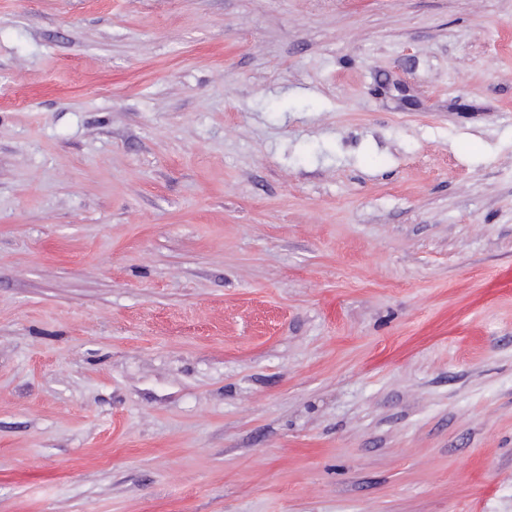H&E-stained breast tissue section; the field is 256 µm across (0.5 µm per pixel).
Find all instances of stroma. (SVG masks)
<instances>
[{
    "mask_svg": "<svg viewBox=\"0 0 512 512\" xmlns=\"http://www.w3.org/2000/svg\"><path fill=\"white\" fill-rule=\"evenodd\" d=\"M0 512H512V0H0Z\"/></svg>",
    "mask_w": 512,
    "mask_h": 512,
    "instance_id": "1",
    "label": "stroma"
}]
</instances>
